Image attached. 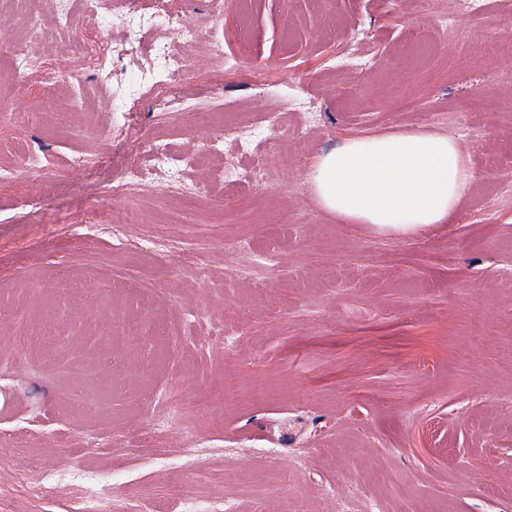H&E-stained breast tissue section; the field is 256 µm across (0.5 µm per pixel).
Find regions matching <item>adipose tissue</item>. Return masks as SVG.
Wrapping results in <instances>:
<instances>
[{
	"label": "adipose tissue",
	"mask_w": 512,
	"mask_h": 512,
	"mask_svg": "<svg viewBox=\"0 0 512 512\" xmlns=\"http://www.w3.org/2000/svg\"><path fill=\"white\" fill-rule=\"evenodd\" d=\"M309 180L338 222L404 235L450 223L473 174L468 154L451 138L393 132L351 137L321 153Z\"/></svg>",
	"instance_id": "obj_1"
}]
</instances>
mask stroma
Returning a JSON list of instances; mask_svg holds the SVG:
<instances>
[{
	"mask_svg": "<svg viewBox=\"0 0 512 512\" xmlns=\"http://www.w3.org/2000/svg\"><path fill=\"white\" fill-rule=\"evenodd\" d=\"M489 2L471 14L452 0H192L206 37L187 50L182 95L143 99L125 120L102 110L124 93L105 74L136 68L152 40L118 58L113 25L112 48L49 88L14 82L0 60V93L29 104L0 141L28 139L43 166L36 187L21 160L0 174V500L11 512H80V489L37 496L16 478L22 459L69 457L111 468L116 500L185 487L238 512H512V196L496 192L512 164V68L501 65L512 49L500 44L512 8ZM234 30L215 58L214 38ZM358 31L369 65L330 74ZM304 99L318 101L315 116ZM164 112L179 118L163 125ZM266 112L275 122L253 157L262 189L222 187L224 158L239 154L225 143L189 174L209 193L129 201L159 231L180 221L164 252L142 255L136 226L121 243L97 232L127 202L113 184L148 167L144 144L183 153ZM393 131L445 134L468 154L473 185L451 223L382 235L317 201L316 155ZM229 240L276 246V265L236 275ZM200 251L206 265L187 266ZM107 275L120 287H103ZM137 322L153 334L129 338L128 362L102 364L108 331ZM33 323L49 330L27 349Z\"/></svg>",
	"mask_w": 512,
	"mask_h": 512,
	"instance_id": "obj_1",
	"label": "stroma"
}]
</instances>
